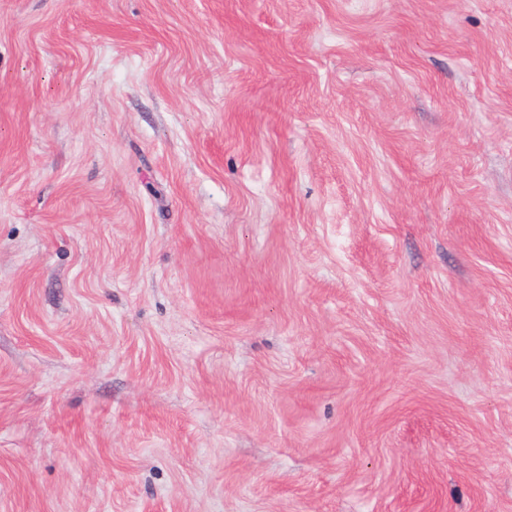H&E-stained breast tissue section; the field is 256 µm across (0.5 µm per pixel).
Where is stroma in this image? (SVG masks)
<instances>
[{"label":"stroma","instance_id":"stroma-1","mask_svg":"<svg viewBox=\"0 0 512 512\" xmlns=\"http://www.w3.org/2000/svg\"><path fill=\"white\" fill-rule=\"evenodd\" d=\"M0 512H512V0H0Z\"/></svg>","mask_w":512,"mask_h":512}]
</instances>
